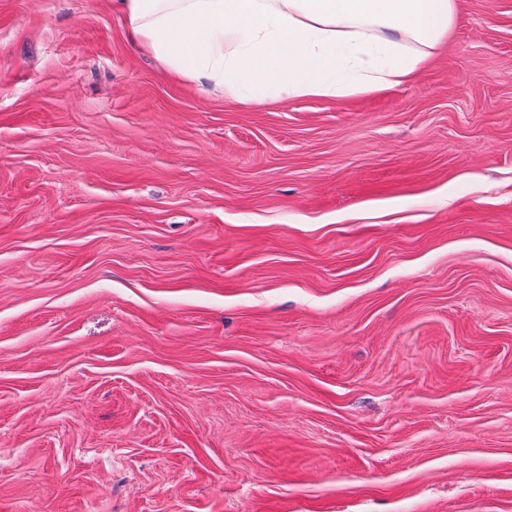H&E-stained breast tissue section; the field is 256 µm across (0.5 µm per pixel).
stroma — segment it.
<instances>
[{"mask_svg": "<svg viewBox=\"0 0 512 512\" xmlns=\"http://www.w3.org/2000/svg\"><path fill=\"white\" fill-rule=\"evenodd\" d=\"M0 512H512V0L275 106L0 0Z\"/></svg>", "mask_w": 512, "mask_h": 512, "instance_id": "stroma-1", "label": "stroma"}]
</instances>
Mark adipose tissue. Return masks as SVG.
Masks as SVG:
<instances>
[{"instance_id": "adipose-tissue-1", "label": "adipose tissue", "mask_w": 512, "mask_h": 512, "mask_svg": "<svg viewBox=\"0 0 512 512\" xmlns=\"http://www.w3.org/2000/svg\"><path fill=\"white\" fill-rule=\"evenodd\" d=\"M129 38L180 82L246 104L342 99L425 69L460 0H118Z\"/></svg>"}]
</instances>
